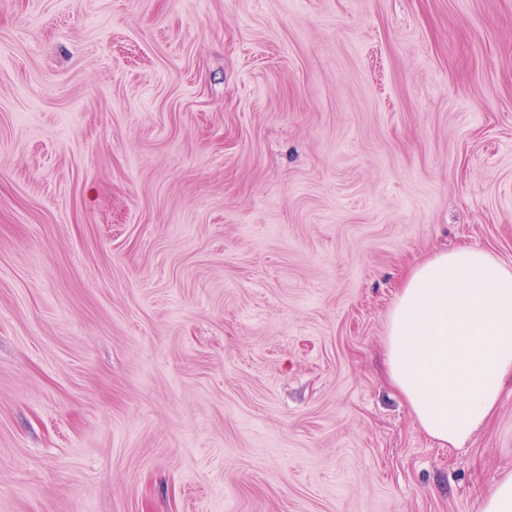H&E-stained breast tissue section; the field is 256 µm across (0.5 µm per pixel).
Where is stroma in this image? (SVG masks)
<instances>
[{
  "instance_id": "obj_1",
  "label": "stroma",
  "mask_w": 512,
  "mask_h": 512,
  "mask_svg": "<svg viewBox=\"0 0 512 512\" xmlns=\"http://www.w3.org/2000/svg\"><path fill=\"white\" fill-rule=\"evenodd\" d=\"M460 244L512 267V0H0V512H478L390 388Z\"/></svg>"
}]
</instances>
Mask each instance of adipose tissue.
Returning <instances> with one entry per match:
<instances>
[{"label": "adipose tissue", "mask_w": 512, "mask_h": 512, "mask_svg": "<svg viewBox=\"0 0 512 512\" xmlns=\"http://www.w3.org/2000/svg\"><path fill=\"white\" fill-rule=\"evenodd\" d=\"M385 362L420 428L464 446L512 380V268L476 245L417 264L388 312Z\"/></svg>", "instance_id": "adipose-tissue-1"}]
</instances>
